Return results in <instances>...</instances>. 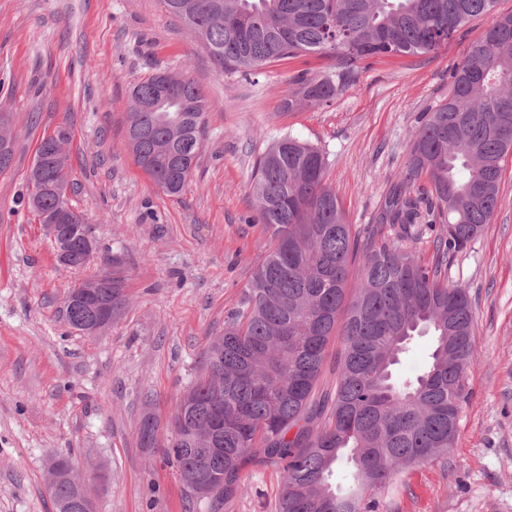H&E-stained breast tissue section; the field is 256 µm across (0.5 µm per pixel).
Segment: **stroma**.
Listing matches in <instances>:
<instances>
[{
    "label": "stroma",
    "instance_id": "1",
    "mask_svg": "<svg viewBox=\"0 0 512 512\" xmlns=\"http://www.w3.org/2000/svg\"><path fill=\"white\" fill-rule=\"evenodd\" d=\"M510 13L512 0H497L433 53L366 58L333 100L290 111L296 77L330 70L332 56L230 73L159 0H0V113L13 132V162L0 172V512H54L48 464L59 454L73 457L98 512H215L189 501L175 465L141 448L138 429L148 414L168 422L272 246L250 193L259 157L286 133L322 149L349 223H378L420 116ZM159 71L187 75L207 99L203 146L179 195L154 184L127 142L129 88ZM61 125L72 134L67 200L95 246L81 270L56 262L24 202L38 145ZM112 267L120 315L95 336L70 329L65 293ZM447 274L469 292L480 344L455 449L399 474L380 512H512V155L493 222ZM279 480L277 467H247L243 491L216 512H271Z\"/></svg>",
    "mask_w": 512,
    "mask_h": 512
}]
</instances>
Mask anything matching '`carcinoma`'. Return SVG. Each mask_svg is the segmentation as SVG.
<instances>
[{"label": "carcinoma", "mask_w": 512, "mask_h": 512, "mask_svg": "<svg viewBox=\"0 0 512 512\" xmlns=\"http://www.w3.org/2000/svg\"><path fill=\"white\" fill-rule=\"evenodd\" d=\"M229 72H256L300 53H330L332 70L303 79L288 109L320 105L354 84L373 55L437 49L496 0H160ZM160 74L130 89L128 143L135 162L168 194L188 185L203 145L207 100L191 79ZM60 126L39 143L27 206L46 223L66 197L40 192L53 166L68 188L65 160L46 152ZM512 154V14L495 20L452 74L448 100L424 114L410 144L404 187L387 199L380 223L353 232L325 180L327 156L290 134L259 159L253 193L272 250L256 267L239 308L213 337L197 379L160 442L146 415L138 439L164 448L187 487L210 472V499L240 492L249 464L280 467L274 512H379L376 494L401 472L448 459L455 447L469 372L479 355L467 289L443 275L498 208L500 176ZM448 225L429 263L414 252L432 207ZM392 242L383 241L385 235ZM357 280L350 283L352 266ZM84 286L112 310L123 307L118 271ZM67 324L87 318L82 293L63 298ZM429 337L424 368L399 375L401 356ZM222 413L218 449L199 454ZM344 470L350 484L331 483ZM54 512H84L64 470L52 479Z\"/></svg>", "instance_id": "1"}]
</instances>
